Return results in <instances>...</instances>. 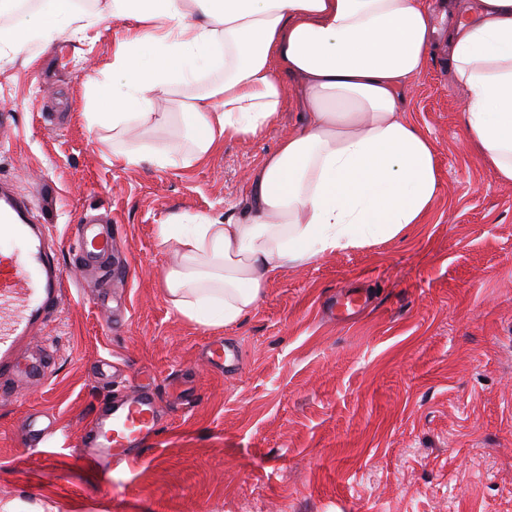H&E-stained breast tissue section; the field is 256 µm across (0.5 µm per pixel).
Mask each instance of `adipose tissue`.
I'll return each instance as SVG.
<instances>
[{
  "label": "adipose tissue",
  "instance_id": "adipose-tissue-1",
  "mask_svg": "<svg viewBox=\"0 0 512 512\" xmlns=\"http://www.w3.org/2000/svg\"><path fill=\"white\" fill-rule=\"evenodd\" d=\"M126 26L112 65L91 78L118 164L192 167L227 140L274 123L288 80L300 90L295 129L256 169L249 215H169L158 226L175 263L165 291L204 326L239 323L289 267L364 248L423 223L440 186L430 138L407 117L436 15L428 0H107ZM96 24L74 0H41L22 51L58 33L87 41ZM450 64L466 90L463 130L497 177L512 183V0H479L450 25ZM206 82L203 93L190 87ZM177 102L178 113L158 101Z\"/></svg>",
  "mask_w": 512,
  "mask_h": 512
}]
</instances>
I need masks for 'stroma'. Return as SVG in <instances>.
I'll list each match as a JSON object with an SVG mask.
<instances>
[{"mask_svg": "<svg viewBox=\"0 0 512 512\" xmlns=\"http://www.w3.org/2000/svg\"><path fill=\"white\" fill-rule=\"evenodd\" d=\"M123 21L93 41L32 43L0 65V184L27 197L57 243L67 296L18 357L46 380L0 387V504L20 512H512V185L464 139L465 90L440 23L408 111L434 145L440 189L424 223L288 268L237 325L207 327L168 302L157 226L251 207L245 171L293 129L287 101L254 138L189 168L113 163L88 83ZM112 226L102 268L79 264L77 226ZM359 281L355 319L326 310ZM233 350L223 367L206 351ZM146 385L160 430L143 462H79L108 401ZM50 427L30 439L26 419Z\"/></svg>", "mask_w": 512, "mask_h": 512, "instance_id": "35a3bbf8", "label": "stroma"}]
</instances>
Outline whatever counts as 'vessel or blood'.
<instances>
[{
	"instance_id": "1",
	"label": "vessel or blood",
	"mask_w": 512,
	"mask_h": 512,
	"mask_svg": "<svg viewBox=\"0 0 512 512\" xmlns=\"http://www.w3.org/2000/svg\"><path fill=\"white\" fill-rule=\"evenodd\" d=\"M35 218L26 199L0 193V375L26 372L40 382L44 379L41 366L23 368L16 352L58 311L66 293L55 244ZM79 241L86 258L104 257L112 251L111 232L95 224L81 225ZM158 424L154 393H132L96 414L81 454L93 460L143 459L137 443Z\"/></svg>"
}]
</instances>
